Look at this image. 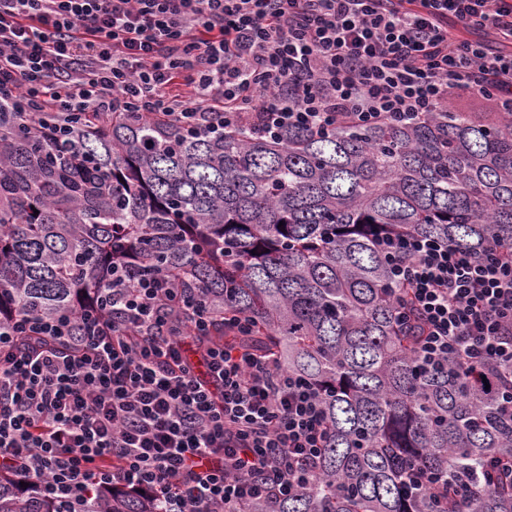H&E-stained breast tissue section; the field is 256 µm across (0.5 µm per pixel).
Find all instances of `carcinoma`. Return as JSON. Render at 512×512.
<instances>
[{
  "label": "carcinoma",
  "mask_w": 512,
  "mask_h": 512,
  "mask_svg": "<svg viewBox=\"0 0 512 512\" xmlns=\"http://www.w3.org/2000/svg\"><path fill=\"white\" fill-rule=\"evenodd\" d=\"M69 130L49 137L0 105L1 321L82 312L116 269L169 281L202 303L213 339L244 316L256 352L322 387L318 473L276 512H512V490L482 478L464 503L404 482L411 462L473 478L512 458V369L423 367L380 245L415 234L478 256L512 247V112L272 138L84 112ZM0 512L60 510L0 476ZM86 512L154 510L105 487Z\"/></svg>",
  "instance_id": "cac0c4a2"
}]
</instances>
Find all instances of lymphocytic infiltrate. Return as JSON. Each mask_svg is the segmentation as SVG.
I'll return each instance as SVG.
<instances>
[{"instance_id":"1","label":"lymphocytic infiltrate","mask_w":512,"mask_h":512,"mask_svg":"<svg viewBox=\"0 0 512 512\" xmlns=\"http://www.w3.org/2000/svg\"><path fill=\"white\" fill-rule=\"evenodd\" d=\"M511 41L512 0H0V100L55 113L52 136L79 112L262 137L407 123L468 95L512 112ZM383 247L423 364L512 367L511 254ZM172 294L116 272L99 309L0 323V473L71 512L111 485L159 512L303 489L328 441L319 386L236 347L191 363L209 322Z\"/></svg>"}]
</instances>
